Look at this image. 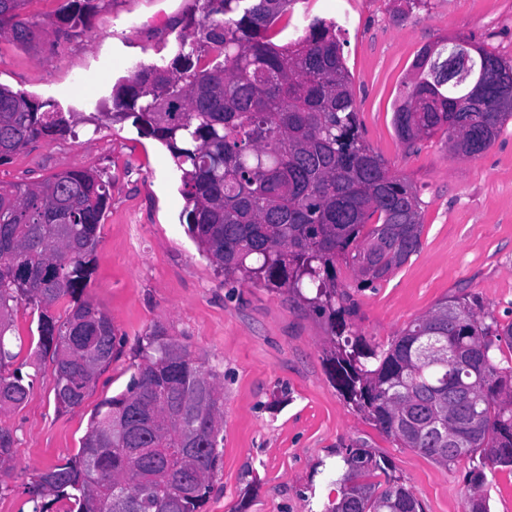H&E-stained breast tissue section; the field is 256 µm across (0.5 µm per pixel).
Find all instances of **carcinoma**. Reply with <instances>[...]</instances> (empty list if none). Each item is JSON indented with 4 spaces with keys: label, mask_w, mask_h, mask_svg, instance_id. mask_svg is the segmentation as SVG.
<instances>
[{
    "label": "carcinoma",
    "mask_w": 512,
    "mask_h": 512,
    "mask_svg": "<svg viewBox=\"0 0 512 512\" xmlns=\"http://www.w3.org/2000/svg\"><path fill=\"white\" fill-rule=\"evenodd\" d=\"M28 0H0V38L27 41L36 23ZM103 0H64L53 31L61 43L90 27ZM298 0H203L190 11L177 51L137 64L112 90L110 119H133L162 142L182 172L189 236L224 280L285 289L324 317L335 348L330 376L348 403L401 448L444 465L461 460L448 435H470L465 512H490L486 470L512 467V323L485 319L477 298L439 302L387 346L347 335L351 296L338 291L336 263L351 265L356 287L374 288L421 245V200L364 140L359 107L336 37V23L304 20L297 39L275 42L276 22ZM464 39L424 47L405 83L416 129L393 112L410 146L440 136L451 153L486 152L512 117L483 45L482 102L448 81V58ZM77 112L0 84V164L38 140L74 133ZM103 173L72 169L32 183H0V415L21 407L33 380L15 366L10 333L18 307L39 312L37 348L51 353L55 402L81 406L112 361L117 336L107 314L83 297L110 204ZM68 300L61 319L52 308ZM83 319L84 350H69L72 319ZM142 360L126 390L104 399L75 458L29 487L31 512H201L224 441L221 375L162 327L137 340ZM196 439L195 469L179 448ZM13 432L0 424V466ZM340 498L326 512H421L389 460L349 447L336 463Z\"/></svg>",
    "instance_id": "cac0c4a2"
}]
</instances>
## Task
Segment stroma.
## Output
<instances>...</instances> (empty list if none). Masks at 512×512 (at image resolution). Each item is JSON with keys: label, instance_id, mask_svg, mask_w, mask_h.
Returning a JSON list of instances; mask_svg holds the SVG:
<instances>
[{"label": "stroma", "instance_id": "35a3bbf8", "mask_svg": "<svg viewBox=\"0 0 512 512\" xmlns=\"http://www.w3.org/2000/svg\"><path fill=\"white\" fill-rule=\"evenodd\" d=\"M190 0H107L89 31L61 44L46 34L59 0H29L40 28L21 44L0 38V83L85 116L76 136L40 140L0 164V182L71 169L112 179L87 293L123 343L81 407L61 411L50 356H36L38 313L19 308L12 339L34 377L24 405L0 417L15 435L0 468V512H29L28 484L74 457L90 415L125 390L140 361L137 337L163 327L224 374L223 457L202 512H323L334 466L361 445L389 459L424 512H464L467 461L445 466L398 447L346 403L330 379L327 323L286 293L228 283L198 251L181 215L180 173L164 145L131 121L112 122L113 86L136 63L171 58ZM394 0H299L295 14L351 21L340 32L367 144L407 177L422 201L419 250L377 287L357 290L338 263L339 290L357 305L352 331L388 344L442 299L475 296L512 322V119L480 156L457 158L439 138L407 148L392 116L420 49L446 39L486 45L512 61V0H421L402 17Z\"/></svg>", "mask_w": 512, "mask_h": 512}]
</instances>
